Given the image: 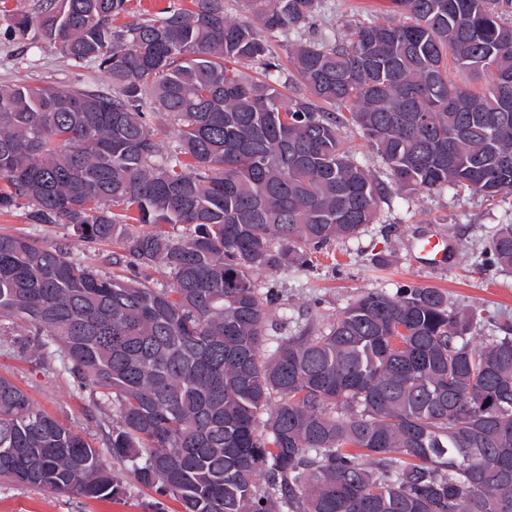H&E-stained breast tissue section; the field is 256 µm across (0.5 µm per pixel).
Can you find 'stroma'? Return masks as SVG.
Masks as SVG:
<instances>
[{
  "label": "stroma",
  "mask_w": 512,
  "mask_h": 512,
  "mask_svg": "<svg viewBox=\"0 0 512 512\" xmlns=\"http://www.w3.org/2000/svg\"><path fill=\"white\" fill-rule=\"evenodd\" d=\"M37 0H0V85L24 78L35 84L82 85L102 88L103 75L91 66L75 67L38 33L14 36L11 17L34 10ZM401 21L397 0H321L317 22L306 38L344 39L358 19ZM512 223V204L498 203L455 188L435 192L390 187L377 218L354 238L333 242L312 264L277 273L259 272V287L279 293L270 315L283 336L296 335L308 325L323 326L336 319L361 294L395 293L405 285L447 290L448 301L459 309L478 308L483 316L472 337L485 344L512 328V270L484 260V250L498 225ZM28 234L63 248L72 256L103 266L110 246L88 248L71 227L29 223L25 210L0 214V234ZM439 235L452 245L443 266L422 260L417 244L423 236ZM383 265H376V257ZM0 375L22 387L45 411L81 433L96 448H104L99 412L76 393L64 375L43 372L19 354L0 351ZM126 487L117 500H90L77 495L0 483V512H153V494L140 486L122 464L112 466Z\"/></svg>",
  "instance_id": "obj_1"
}]
</instances>
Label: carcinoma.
I'll return each mask as SVG.
<instances>
[{
    "mask_svg": "<svg viewBox=\"0 0 512 512\" xmlns=\"http://www.w3.org/2000/svg\"><path fill=\"white\" fill-rule=\"evenodd\" d=\"M129 2L12 17L112 92L0 85V214L26 208L114 251L109 273L0 234V351L87 395L155 512H512L511 329L475 347L480 311L409 286L272 336L278 293L253 278L375 221L388 186L345 148L349 124L398 187L512 199V0H399L401 23L288 43L289 69L261 32L303 35L320 0H246L258 28L224 0L116 25ZM450 62L494 79L473 91ZM159 115L176 130L165 151ZM489 252L512 269V224ZM158 268L170 286H154ZM0 479L124 493L100 449L2 376Z\"/></svg>",
    "mask_w": 512,
    "mask_h": 512,
    "instance_id": "obj_1",
    "label": "carcinoma"
}]
</instances>
